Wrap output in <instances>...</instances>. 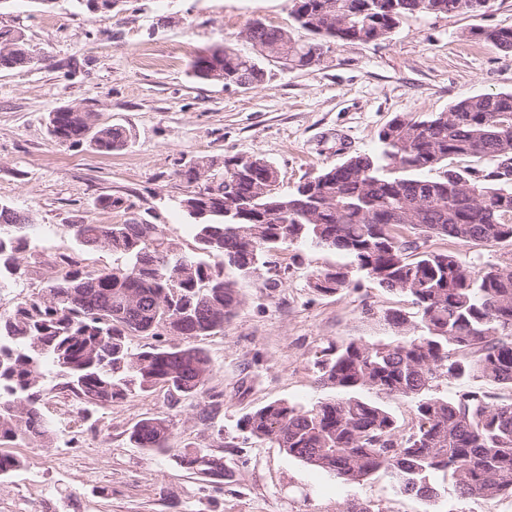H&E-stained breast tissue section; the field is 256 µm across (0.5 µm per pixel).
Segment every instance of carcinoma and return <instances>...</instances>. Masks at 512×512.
Instances as JSON below:
<instances>
[{
	"label": "carcinoma",
	"mask_w": 512,
	"mask_h": 512,
	"mask_svg": "<svg viewBox=\"0 0 512 512\" xmlns=\"http://www.w3.org/2000/svg\"><path fill=\"white\" fill-rule=\"evenodd\" d=\"M485 2L291 0L296 28L317 38L267 24L254 37L284 68L304 69L331 43L377 44L407 15H484ZM469 36L512 51V27ZM33 62L23 34L0 29V70ZM190 66L196 78L218 72L226 85L254 88L266 79L258 59L226 44L200 52ZM48 134L101 153L128 144L125 129L76 107L50 113ZM463 158L483 165L452 166ZM239 160L226 157L214 170V160L201 157L176 171L191 187L179 206L193 219L195 251H181L168 224H73L80 247L110 249L117 262L90 270L63 254L42 294L0 313V477L23 467L9 449L50 438L54 422L41 407L50 379L85 414L135 389L208 395L214 366L191 340L224 331L243 305L238 281L276 287L288 271L277 254L296 244L350 260L314 272L313 292L348 288L356 270L410 297L416 311L384 312L397 331L390 344L354 340L315 361L318 380L334 396L310 406L268 402L245 414L239 429L347 483L383 471L396 493L431 501L441 475L462 496H512V400L472 384L482 378L512 388V263L477 268L429 245L436 237L512 244V91L463 98L423 117L397 115L376 148L323 167L288 192L274 186L272 163ZM30 228L26 214L0 203L1 289L21 274L18 255L29 248ZM163 335L189 344H128L131 336ZM441 379L455 385L451 395L432 393ZM365 390L407 401L414 425L401 428L384 405L362 397ZM169 436L170 421L161 416L140 420L131 433L148 450H168ZM175 456L197 474L228 475L224 457L204 449L177 448Z\"/></svg>",
	"instance_id": "carcinoma-1"
}]
</instances>
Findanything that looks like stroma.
Masks as SVG:
<instances>
[{
	"label": "stroma",
	"instance_id": "35a3bbf8",
	"mask_svg": "<svg viewBox=\"0 0 512 512\" xmlns=\"http://www.w3.org/2000/svg\"><path fill=\"white\" fill-rule=\"evenodd\" d=\"M291 28L289 0H120L108 17L84 0H7L0 27L24 33L40 60L0 70V202L30 216L34 261L13 287L0 290V312L40 293L60 255L112 267L107 249L79 251L70 224L89 218L120 224L136 218L171 225L179 246H195L179 199L180 164L206 157L261 158L287 191L344 155L374 149L380 130L404 113L447 111L456 99L512 90V53L469 38L474 28L512 27V0L486 14L402 19L377 45H331L323 60L289 71L270 62L253 89L205 82L189 62L201 49L231 44L249 55V22ZM86 107L127 130V147L105 154L66 146L47 134L50 112ZM103 195L127 199L129 212L95 208ZM288 272L275 288L241 285L244 305L222 333L199 338L215 373L221 408L201 419L208 400H176L166 389L139 391L82 418L66 393L52 390L44 411L56 423L49 446L15 448L24 463L0 478V512H512V497L460 496L446 486L431 503L396 494L388 474L344 483L239 430L247 412L274 400L313 404L329 394L314 366L327 348L353 340L389 343L386 310L412 311L408 297L362 276L350 288L318 295L314 271L345 257L293 245L279 256ZM172 422L170 445L224 457L221 481L181 467L171 452L129 441L141 419Z\"/></svg>",
	"mask_w": 512,
	"mask_h": 512
}]
</instances>
